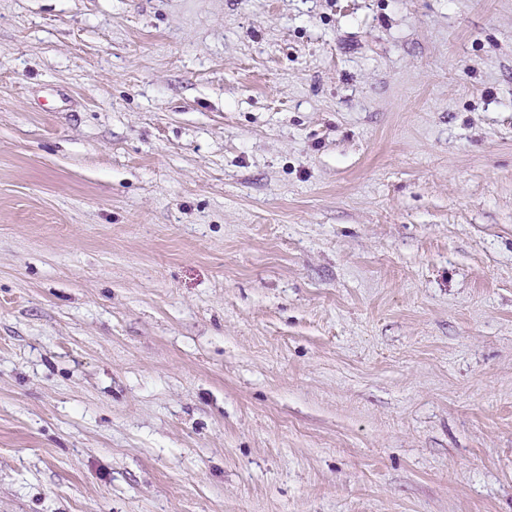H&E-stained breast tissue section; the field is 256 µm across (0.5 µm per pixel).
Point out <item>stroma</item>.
Returning a JSON list of instances; mask_svg holds the SVG:
<instances>
[{
	"instance_id": "obj_1",
	"label": "stroma",
	"mask_w": 512,
	"mask_h": 512,
	"mask_svg": "<svg viewBox=\"0 0 512 512\" xmlns=\"http://www.w3.org/2000/svg\"><path fill=\"white\" fill-rule=\"evenodd\" d=\"M0 512H512V0H0Z\"/></svg>"
}]
</instances>
